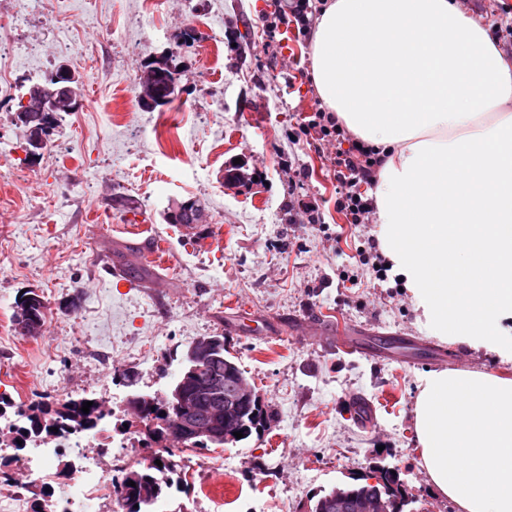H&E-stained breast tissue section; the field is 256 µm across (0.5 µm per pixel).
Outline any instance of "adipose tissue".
Returning a JSON list of instances; mask_svg holds the SVG:
<instances>
[{"label":"adipose tissue","mask_w":512,"mask_h":512,"mask_svg":"<svg viewBox=\"0 0 512 512\" xmlns=\"http://www.w3.org/2000/svg\"><path fill=\"white\" fill-rule=\"evenodd\" d=\"M326 111L384 155L380 247L432 330L499 341L512 317V58L453 0H329L309 45ZM420 466L461 512H512V380L423 378Z\"/></svg>","instance_id":"ef3b65f1"}]
</instances>
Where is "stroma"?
Wrapping results in <instances>:
<instances>
[{
	"mask_svg": "<svg viewBox=\"0 0 512 512\" xmlns=\"http://www.w3.org/2000/svg\"><path fill=\"white\" fill-rule=\"evenodd\" d=\"M512 0H469L465 14L497 33ZM274 0H0L13 36L0 64V394L59 403L86 390L112 410V438L141 439L131 390L165 392L181 356L221 336L267 405L265 430L221 448L185 451L167 503L194 512H307L356 476L395 470L404 512H459L419 465L414 404L431 371L477 370L512 379V355L434 335L396 271L375 281L361 260L378 224L336 209V179L306 129L319 97L309 39L293 54L267 44ZM194 30L195 41L184 38ZM179 68L173 107L145 108L139 77L151 56ZM71 65L78 111L59 116L46 149L31 155L17 104L33 82ZM241 159L249 185L224 170ZM307 171L295 185L299 171ZM196 199L205 223H169L172 203ZM318 219L300 224L302 205ZM144 215L146 231L132 218ZM149 279L116 287L100 261L149 254ZM357 274L358 285L342 272ZM47 304L38 338L12 322L24 291ZM74 303L67 311L65 303ZM350 328L364 354L329 351L297 331L308 313ZM137 375L128 387L124 372ZM373 401L380 424L354 423L346 400Z\"/></svg>",
	"mask_w": 512,
	"mask_h": 512,
	"instance_id": "35a3bbf8",
	"label": "stroma"
}]
</instances>
